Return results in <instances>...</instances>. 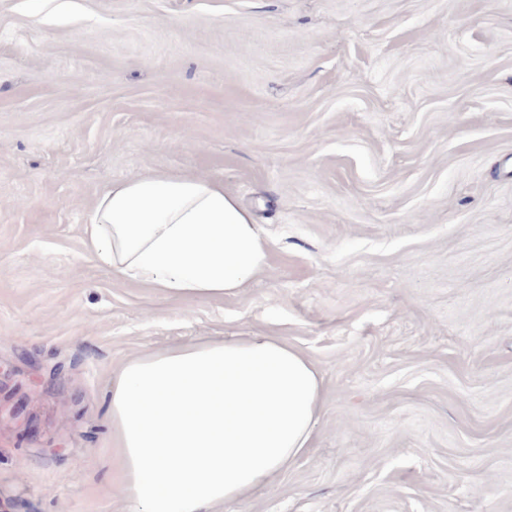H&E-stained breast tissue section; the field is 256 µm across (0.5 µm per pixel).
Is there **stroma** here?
Here are the masks:
<instances>
[{
	"mask_svg": "<svg viewBox=\"0 0 512 512\" xmlns=\"http://www.w3.org/2000/svg\"><path fill=\"white\" fill-rule=\"evenodd\" d=\"M151 173L223 183L266 272L104 268L89 214ZM248 334L323 406L229 512H512V0H0V512H132L113 370Z\"/></svg>",
	"mask_w": 512,
	"mask_h": 512,
	"instance_id": "stroma-1",
	"label": "stroma"
}]
</instances>
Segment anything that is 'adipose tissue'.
Listing matches in <instances>:
<instances>
[{"label": "adipose tissue", "mask_w": 512, "mask_h": 512, "mask_svg": "<svg viewBox=\"0 0 512 512\" xmlns=\"http://www.w3.org/2000/svg\"><path fill=\"white\" fill-rule=\"evenodd\" d=\"M113 275L183 298L237 294L270 242L222 184L141 175L84 227ZM315 366L278 336L200 337L129 357L112 379V480L134 512H224L272 487L320 411Z\"/></svg>", "instance_id": "ef3b65f1"}]
</instances>
